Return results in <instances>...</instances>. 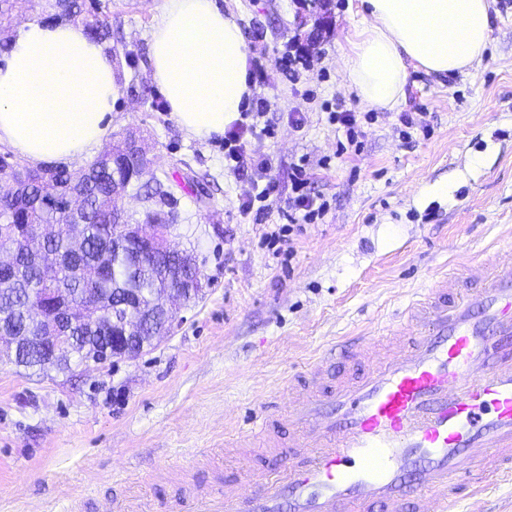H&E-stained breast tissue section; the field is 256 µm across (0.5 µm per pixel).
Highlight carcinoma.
Returning <instances> with one entry per match:
<instances>
[{
    "label": "carcinoma",
    "instance_id": "cac0c4a2",
    "mask_svg": "<svg viewBox=\"0 0 512 512\" xmlns=\"http://www.w3.org/2000/svg\"><path fill=\"white\" fill-rule=\"evenodd\" d=\"M86 0H70L62 14L75 16L83 33L104 42L112 35V24L97 12L85 13ZM146 158L117 144L106 166L84 181L73 184L75 173L56 166L50 180L57 193L77 188L81 204L74 211L53 208L44 202L42 169L31 168L9 153L0 154V174L17 165L27 170L21 190L0 192V249L15 240L20 224H56L52 238L32 254L21 253L8 274L9 284L0 288V360L38 374L50 370L67 372L71 360L85 362L100 351L103 337L112 335L129 313L126 295L141 294L134 311L147 314L161 308L162 299L177 287L181 297L197 267L181 264L180 255L155 253L140 256V246L132 241L124 250L112 246V235L121 234L126 217L112 208V189L139 182L140 167ZM151 205L143 211L141 224H173L175 211L162 209L173 204L165 184L154 180L146 187ZM48 288L70 299L73 318L70 340L53 356L43 352L47 324L34 319L33 300Z\"/></svg>",
    "mask_w": 512,
    "mask_h": 512
}]
</instances>
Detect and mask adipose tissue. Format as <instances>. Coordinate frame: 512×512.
I'll list each match as a JSON object with an SVG mask.
<instances>
[{
    "label": "adipose tissue",
    "instance_id": "ef3b65f1",
    "mask_svg": "<svg viewBox=\"0 0 512 512\" xmlns=\"http://www.w3.org/2000/svg\"><path fill=\"white\" fill-rule=\"evenodd\" d=\"M342 71L362 102L391 110L409 66L445 74L479 61L490 0H361ZM152 78L189 134L223 135L253 96L248 50L215 0H163L150 40ZM118 84L102 46L71 23L27 24L0 59V142L34 164L89 153L111 131Z\"/></svg>",
    "mask_w": 512,
    "mask_h": 512
}]
</instances>
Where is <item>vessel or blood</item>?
Returning a JSON list of instances; mask_svg holds the SVG:
<instances>
[{"label":"vessel or blood","mask_w":512,"mask_h":512,"mask_svg":"<svg viewBox=\"0 0 512 512\" xmlns=\"http://www.w3.org/2000/svg\"><path fill=\"white\" fill-rule=\"evenodd\" d=\"M469 289L438 276L382 336L321 353L293 377L299 407H268L241 448L288 429L284 463L248 466L252 486L178 495L175 512H450L512 480V250L463 267Z\"/></svg>","instance_id":"vessel-or-blood-1"}]
</instances>
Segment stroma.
<instances>
[{
    "label": "stroma",
    "instance_id": "obj_1",
    "mask_svg": "<svg viewBox=\"0 0 512 512\" xmlns=\"http://www.w3.org/2000/svg\"><path fill=\"white\" fill-rule=\"evenodd\" d=\"M100 3L119 36L109 140L145 136L141 181L166 178L177 201L170 240L194 252L204 294L137 358L40 376L0 363V512H103L114 497L162 503L239 481L250 454L234 431L288 399L289 378L320 350L383 326L448 267L512 246V0H492L480 61L445 76L410 68L396 109L375 112L343 155L328 113L367 109L340 66L360 0H216L264 69L275 135L252 150L272 158L283 196L301 163L310 195L327 204L318 223L294 225L277 207L259 222L241 216L248 184L225 171L223 138L190 135L156 110L149 38L162 0ZM288 57L306 63L296 76L277 64ZM403 112L427 123L408 143ZM285 224L288 243L271 244Z\"/></svg>",
    "mask_w": 512,
    "mask_h": 512
}]
</instances>
